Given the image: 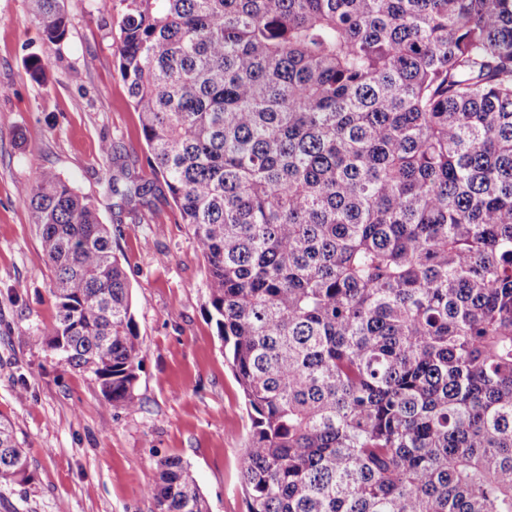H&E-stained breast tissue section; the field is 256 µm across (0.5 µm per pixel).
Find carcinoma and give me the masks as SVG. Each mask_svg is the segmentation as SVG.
I'll return each instance as SVG.
<instances>
[{"mask_svg": "<svg viewBox=\"0 0 512 512\" xmlns=\"http://www.w3.org/2000/svg\"><path fill=\"white\" fill-rule=\"evenodd\" d=\"M62 44L64 0H31ZM251 415L248 512H512V0H100ZM145 206L154 184L112 176ZM42 333L137 405L131 286L91 199L21 191ZM27 457L0 417V485ZM156 512H209L175 457Z\"/></svg>", "mask_w": 512, "mask_h": 512, "instance_id": "1", "label": "carcinoma"}]
</instances>
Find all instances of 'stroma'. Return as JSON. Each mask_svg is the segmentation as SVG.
<instances>
[{
    "label": "stroma",
    "mask_w": 512,
    "mask_h": 512,
    "mask_svg": "<svg viewBox=\"0 0 512 512\" xmlns=\"http://www.w3.org/2000/svg\"><path fill=\"white\" fill-rule=\"evenodd\" d=\"M62 49L44 42L29 0H0V415L14 423L30 479L0 485V512H156V464L177 457L209 512H247L240 459L251 418L210 322L204 261L148 164L139 116L116 67L119 24L96 0H64ZM40 56L45 82L26 61ZM115 147L103 156L102 143ZM55 168L93 199L131 285L142 367L128 410L95 377L42 344L56 309L21 189ZM152 181L149 206L112 197L118 169Z\"/></svg>",
    "instance_id": "35a3bbf8"
}]
</instances>
